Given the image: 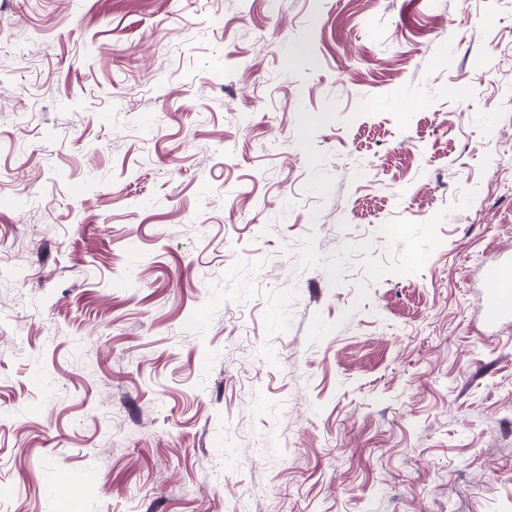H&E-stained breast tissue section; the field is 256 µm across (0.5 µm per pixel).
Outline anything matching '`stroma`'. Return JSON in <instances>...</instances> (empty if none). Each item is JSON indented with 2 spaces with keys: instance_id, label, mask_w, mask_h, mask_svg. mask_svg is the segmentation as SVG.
I'll use <instances>...</instances> for the list:
<instances>
[{
  "instance_id": "obj_1",
  "label": "stroma",
  "mask_w": 512,
  "mask_h": 512,
  "mask_svg": "<svg viewBox=\"0 0 512 512\" xmlns=\"http://www.w3.org/2000/svg\"><path fill=\"white\" fill-rule=\"evenodd\" d=\"M510 250L512 0H0V512H512ZM488 285L486 318L497 323L512 316V262L508 258L490 268L486 279Z\"/></svg>"
}]
</instances>
